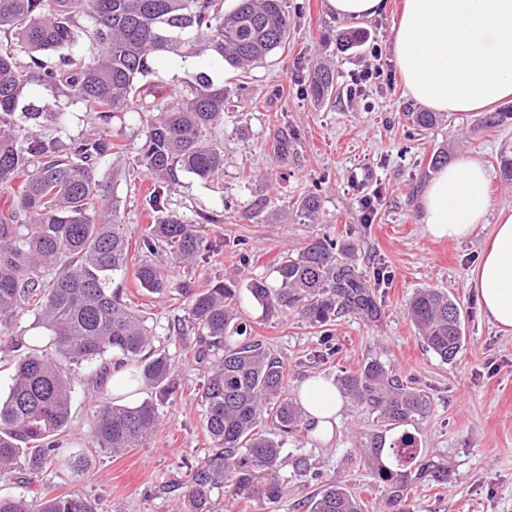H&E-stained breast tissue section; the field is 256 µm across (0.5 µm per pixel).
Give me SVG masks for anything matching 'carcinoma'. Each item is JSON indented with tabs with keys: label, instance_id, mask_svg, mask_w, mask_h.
<instances>
[{
	"label": "carcinoma",
	"instance_id": "cac0c4a2",
	"mask_svg": "<svg viewBox=\"0 0 512 512\" xmlns=\"http://www.w3.org/2000/svg\"><path fill=\"white\" fill-rule=\"evenodd\" d=\"M0 0V320L27 311L48 336L45 345L15 356L12 384L0 397V476L26 454L38 472L58 460L56 436L69 420L75 387L71 366L117 363L132 379L169 393L172 365L152 348L151 330L127 302L116 279L126 275L128 236L116 204L108 198L114 178L109 162L125 147L113 119L128 112L152 114L135 158L155 180L151 208L155 224L141 238L140 251L164 250L175 264L207 259L202 224L161 209L164 184L177 173L202 181L224 175V151L216 133L224 125L227 97L224 65L245 72L288 40L287 0ZM359 29L336 35L342 48L362 43ZM172 56L183 63L207 60L168 99L151 79L153 61ZM334 72L310 73L312 93L329 96ZM94 115L91 133H70L68 109ZM421 130L438 122L436 112H413ZM352 242L313 239L273 266L276 285L264 277L245 285L267 318L296 312L326 325L340 311L377 312L370 285L344 260ZM153 294L174 289L190 296L187 314L197 329L198 360L206 363L201 391L204 428L212 448L190 469L187 512H216L213 492L275 503L284 494L283 437L304 424L297 399L288 396L284 365L252 336L239 312L240 289L219 282L193 293L173 283L152 263L134 270ZM408 316L424 345L449 363L461 350L457 304L436 288L416 290ZM343 390L392 425L424 416L426 396L405 385L378 358L340 378ZM99 447L114 454L136 448L155 432L156 404L121 405L98 400L93 415ZM361 463L376 482L400 488L446 469L426 457L406 433L386 441L370 438ZM0 512H95L75 493L35 498L0 496ZM308 512H363L348 489L334 483L313 496Z\"/></svg>",
	"mask_w": 512,
	"mask_h": 512
}]
</instances>
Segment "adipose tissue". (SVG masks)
<instances>
[{"label":"adipose tissue","mask_w":512,"mask_h":512,"mask_svg":"<svg viewBox=\"0 0 512 512\" xmlns=\"http://www.w3.org/2000/svg\"><path fill=\"white\" fill-rule=\"evenodd\" d=\"M410 101L436 112H479L512 97V0H403L389 44ZM421 222L436 239L468 238L496 223L472 270L485 318L512 333V207L493 210L490 175L477 159L441 168L419 197ZM298 401L311 435L329 442L343 399L321 376L305 380Z\"/></svg>","instance_id":"obj_1"}]
</instances>
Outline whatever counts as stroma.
I'll use <instances>...</instances> for the list:
<instances>
[{
  "label": "stroma",
  "mask_w": 512,
  "mask_h": 512,
  "mask_svg": "<svg viewBox=\"0 0 512 512\" xmlns=\"http://www.w3.org/2000/svg\"><path fill=\"white\" fill-rule=\"evenodd\" d=\"M324 2L288 0L293 21L285 48L248 74L225 68L224 178L210 184L184 177L162 196L166 209L188 218L200 211L219 214V223L202 227L205 242L215 250L207 262L193 265L171 264L162 254L154 261L169 269L174 282L196 291L230 277L243 284L253 276H271L284 251L312 237L353 241V264L363 279L373 281L380 269L388 274L374 290L375 318L347 312L320 328L295 313L262 318L260 309L249 304L243 315L254 336L283 361L289 394L312 376L334 380L377 357L404 383L423 391L430 410L391 428L345 399L328 445L314 442L304 428L286 437L285 452L305 455L311 469L289 474L280 502L219 490L220 512H308L309 498L331 482L355 493L364 512H391V489L370 479L359 463L360 450L371 435L393 438L403 432L414 435L424 454L448 470L444 481H421L404 490L403 502L411 512H512V334L499 332L483 316L469 284L493 227L479 225L474 235L458 242L437 240L426 233L419 210L421 189L434 175L430 157L440 149L453 161L481 158L491 175L493 208L511 207L512 185L503 177L500 159L512 158V124L489 128L481 113L472 112L444 114L431 130H417L409 119L417 106L406 97L386 52L402 0H388L385 14L360 22L364 43L344 52L334 35L345 24ZM375 46L383 48L382 58L372 56ZM320 63L336 74L331 98L324 102L309 90L310 71ZM377 65L386 80L351 92V75ZM125 126L129 151L113 159L115 178L108 192L128 236L136 240L153 222L146 204L153 181L132 167L133 152L148 131L147 117L129 113ZM283 138L288 155L281 159L275 148ZM313 192L321 207L308 220L297 206ZM366 195L372 198L369 213L360 204ZM240 241L247 248L244 260L235 248ZM121 287L145 315L155 348L172 364L175 388L158 405L153 436L119 455L99 448L94 398L111 396L112 383L104 381L95 393L77 387L71 427L63 438L64 460L36 476L19 469L0 476L1 496L79 493L97 512H184L189 471L211 446L198 396L204 369L194 357L197 336L181 340L173 331L186 316L188 298L175 291L149 293L131 274ZM422 287L447 291L460 309L462 347L454 362L443 363L428 350L408 317L407 301ZM19 334L28 345L43 343L30 314L8 325L0 322L1 394L11 385L9 341ZM72 455L82 457L80 471L67 465Z\"/></svg>",
  "instance_id": "obj_1"
}]
</instances>
